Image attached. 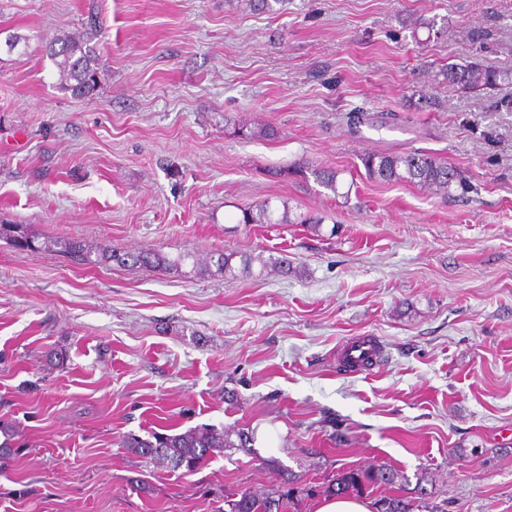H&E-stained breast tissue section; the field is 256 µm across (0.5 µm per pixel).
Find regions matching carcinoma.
Here are the masks:
<instances>
[{"label": "carcinoma", "mask_w": 512, "mask_h": 512, "mask_svg": "<svg viewBox=\"0 0 512 512\" xmlns=\"http://www.w3.org/2000/svg\"><path fill=\"white\" fill-rule=\"evenodd\" d=\"M46 56L59 69L61 87L75 97H87L98 84V78L105 67L106 59L81 35L63 34L46 44ZM448 87L460 92L495 87L507 79V75L484 67L478 63L460 64L448 67L443 73ZM362 164L369 177L384 182H409L426 189L451 194L459 173L441 158L414 150L404 153H368L362 157ZM314 180L321 186L337 192L336 171L319 168L311 170ZM242 224H308L317 229L321 219L310 214H299L292 218L288 207L279 210L264 201L242 210ZM0 239L6 240L17 249L36 251L55 246L52 241H39L37 234L28 224H0ZM60 253L86 264H107L116 262L133 267L163 268L181 276L196 275L205 271L203 263L186 252L171 257L160 250H121L118 248L93 247L84 241L72 240L61 244ZM236 253H224L217 259V267L224 277L235 279L239 276L254 275L251 259L240 258V266L233 265ZM256 443L252 430L218 431L211 427L189 429L182 433L148 432L147 437L129 435L123 440V447L149 462L169 465L172 469L194 471L208 456L225 448L254 451ZM268 465L280 471L279 483L264 495L258 496L245 489L234 499L225 500L226 512H282L285 501L295 495L311 493L299 487L296 480L279 461L268 460ZM416 482L384 463L366 468L343 469L326 487L329 496L338 499L362 495L374 487L397 488L393 495L382 496L374 502L376 512H411L412 502H422L429 512H446L442 504L435 503L433 480L429 473L415 475Z\"/></svg>", "instance_id": "cac0c4a2"}]
</instances>
